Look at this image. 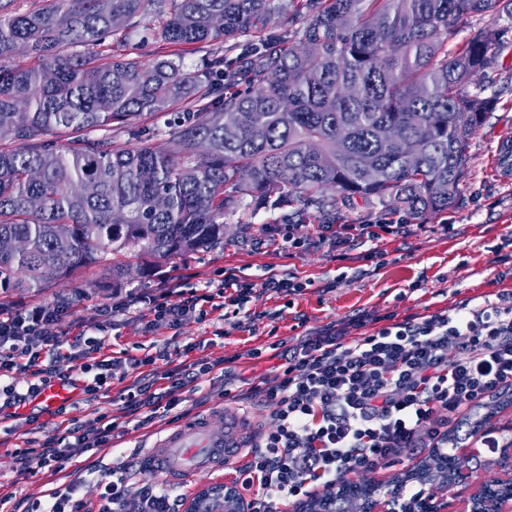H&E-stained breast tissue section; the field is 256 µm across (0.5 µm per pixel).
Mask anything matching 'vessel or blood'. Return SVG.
Listing matches in <instances>:
<instances>
[{
	"instance_id": "1",
	"label": "vessel or blood",
	"mask_w": 512,
	"mask_h": 512,
	"mask_svg": "<svg viewBox=\"0 0 512 512\" xmlns=\"http://www.w3.org/2000/svg\"><path fill=\"white\" fill-rule=\"evenodd\" d=\"M72 396V391L53 383L43 387L38 401L46 411L52 412ZM247 422V412L229 404L223 429L212 428L204 417L185 420L153 446L138 449L134 460L141 471L158 475L166 485L196 489L205 477L222 472L244 458L249 448Z\"/></svg>"
}]
</instances>
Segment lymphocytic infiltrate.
Instances as JSON below:
<instances>
[{
  "label": "lymphocytic infiltrate",
  "instance_id": "obj_1",
  "mask_svg": "<svg viewBox=\"0 0 512 512\" xmlns=\"http://www.w3.org/2000/svg\"><path fill=\"white\" fill-rule=\"evenodd\" d=\"M211 294L170 288L139 296L151 319L148 329L177 327L189 317L205 320ZM69 311L25 306L0 314V402L16 408L35 399L51 382L71 384L61 371V355L49 351L50 329ZM373 333H366L367 324ZM97 346L73 341L67 358L84 377L89 396L109 388L122 369L119 360L98 357ZM167 351L140 359L147 372L124 387V410L145 429L161 412L176 408L185 389L210 373L192 363L166 372L163 390H155L150 368ZM275 383L259 380L250 388L269 408V428L260 430L247 460L236 467L234 486L248 495L251 512H292L314 489L335 491L346 476L394 464L425 450H453L448 430L472 410L512 394V292L477 306L440 309L420 317L394 319L365 314L340 327L306 337L285 355ZM29 372L25 385L12 383L15 371ZM112 418H69L70 447L54 439L25 440L14 449L15 469L24 476H52L65 469L75 451L111 448ZM129 465L114 460L97 500L79 492V479L51 490L47 500L28 507L0 497V512H179L182 496L161 484L132 487Z\"/></svg>",
  "mask_w": 512,
  "mask_h": 512
}]
</instances>
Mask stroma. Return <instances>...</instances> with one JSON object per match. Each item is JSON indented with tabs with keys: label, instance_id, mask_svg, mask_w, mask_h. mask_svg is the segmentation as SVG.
I'll return each instance as SVG.
<instances>
[{
	"label": "stroma",
	"instance_id": "35a3bbf8",
	"mask_svg": "<svg viewBox=\"0 0 512 512\" xmlns=\"http://www.w3.org/2000/svg\"><path fill=\"white\" fill-rule=\"evenodd\" d=\"M507 27L492 67L477 76L486 95L497 106L472 138L467 149V174L461 184L458 205L422 224L413 225L407 236L381 239L357 237L342 249L322 238L319 221L307 219L294 225L295 236L306 247L289 248L283 238L284 210L255 205L243 199L224 215V240L189 256L161 261L151 272H142V259L132 258L131 271L120 285L112 283V259L104 257L83 273L55 281L39 292L14 290L0 296V304L12 310L21 306H55L60 298L71 301L68 316L52 326L60 351L76 334V325L91 328L109 322L100 333L101 351L126 360L143 358L168 348V360L158 362L159 372L190 363H208L213 370L187 391L179 412L207 414L214 428L224 426L223 391L239 394L254 378L274 381L282 360L274 345L293 347L305 337L364 313L393 314L397 318L422 316L452 308L469 300L494 298L512 291V175L503 174L498 153L503 141L512 139V22ZM253 283L254 290L241 310L232 306L211 311L207 320L189 318L178 327L150 332V315L143 305L105 318L113 303L167 288H203L220 283L228 275ZM296 278L306 282L299 295L285 296L264 289L267 277ZM262 349L250 358L251 349ZM235 358L233 369L224 361ZM128 379L138 370L129 365ZM122 385L113 382L109 391L96 397L79 393L65 416L92 418L100 413L114 416V446L131 449L135 442L153 440L166 420L153 427L134 429L124 417L120 401ZM63 416L44 417L39 406L27 405L20 417L0 422V495L36 500L50 490L41 476L17 479L10 470V450L37 431L62 436Z\"/></svg>",
	"mask_w": 512,
	"mask_h": 512
}]
</instances>
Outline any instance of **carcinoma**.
I'll list each match as a JSON object with an SVG mask.
<instances>
[{
	"label": "carcinoma",
	"instance_id": "1",
	"mask_svg": "<svg viewBox=\"0 0 512 512\" xmlns=\"http://www.w3.org/2000/svg\"><path fill=\"white\" fill-rule=\"evenodd\" d=\"M0 0V292L47 287L112 254L158 263L220 243L238 201L304 220L361 198L422 223L456 207L469 141L495 99L465 91L502 41L487 25L448 48L475 17L512 18V0ZM197 49L258 41L201 69L180 57L119 58L126 31ZM279 31H272V26ZM29 66L6 64L19 50ZM184 104L169 148L134 117ZM415 140L409 161L380 136ZM123 131L141 145L117 144ZM65 134L62 150L44 138Z\"/></svg>",
	"mask_w": 512,
	"mask_h": 512
}]
</instances>
